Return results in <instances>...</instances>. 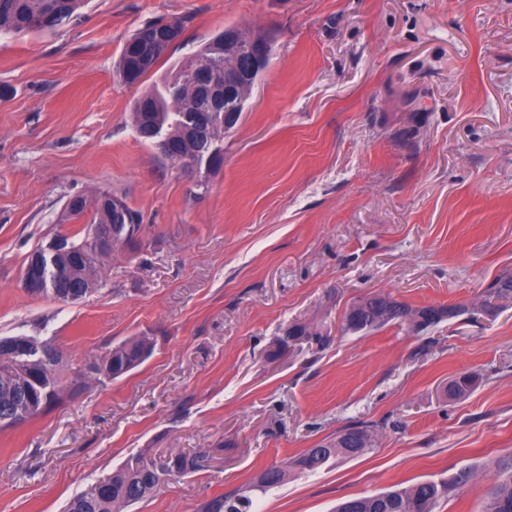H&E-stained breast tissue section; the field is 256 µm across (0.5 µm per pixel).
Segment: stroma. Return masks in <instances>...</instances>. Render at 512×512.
I'll return each instance as SVG.
<instances>
[{
  "mask_svg": "<svg viewBox=\"0 0 512 512\" xmlns=\"http://www.w3.org/2000/svg\"><path fill=\"white\" fill-rule=\"evenodd\" d=\"M186 21L142 85L116 73L144 22ZM265 29L269 67L219 165L143 143L135 100L224 26ZM106 190L138 243L72 302L30 294L27 257L67 200ZM512 272V0H86L53 33L0 40V338L66 365L133 336L152 355L114 381L0 429V512H64L129 457L202 454L129 512H200L352 423L367 455L256 495L251 512H331L433 481L434 512H482L512 458V300L424 334H343L371 293L469 305ZM325 345L269 352L289 324ZM461 373L464 396L444 391Z\"/></svg>",
  "mask_w": 512,
  "mask_h": 512,
  "instance_id": "stroma-1",
  "label": "stroma"
}]
</instances>
